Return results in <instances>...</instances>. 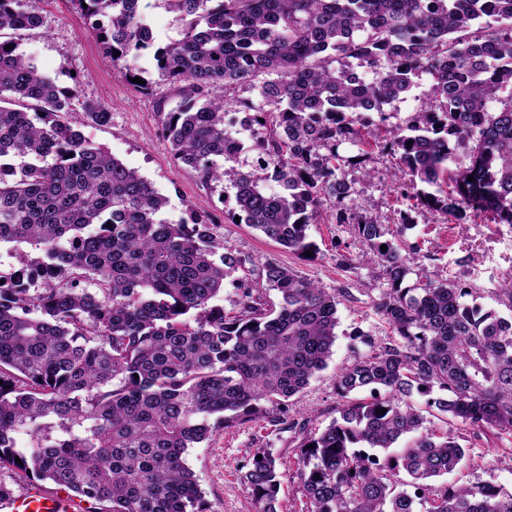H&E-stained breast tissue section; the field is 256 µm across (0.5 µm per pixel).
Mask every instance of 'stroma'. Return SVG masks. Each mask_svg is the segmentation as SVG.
I'll list each match as a JSON object with an SVG mask.
<instances>
[{
  "instance_id": "35a3bbf8",
  "label": "stroma",
  "mask_w": 512,
  "mask_h": 512,
  "mask_svg": "<svg viewBox=\"0 0 512 512\" xmlns=\"http://www.w3.org/2000/svg\"><path fill=\"white\" fill-rule=\"evenodd\" d=\"M43 25L21 34L20 48L38 70L53 77L59 85L80 83L81 97L105 105L111 120L97 125L88 120L81 105H74L66 122L79 130L95 146L101 147L152 183L168 200L167 215L183 217L195 209L214 224L216 239L223 247L247 260L246 268L259 271L273 261L294 268L298 273L327 291L340 293V324L333 355L325 370L316 374L309 386L288 405L293 418H312L316 427H325L336 415V370L365 356L369 348L360 340L369 334L380 340L388 328L373 307L374 298L385 288L362 263L364 247L355 238L350 225L336 221V210L324 205L308 235L317 247L311 256L302 257L270 241L247 224L230 218L235 203L232 194L203 186L194 172L177 163L169 141L161 134L163 116L158 98L176 106L178 96L169 84H155L154 92L142 94L112 68L105 53L89 31L83 18L72 9L70 0H44ZM412 96L394 101L385 108L386 120L372 137L363 142L343 141L337 148L346 164L344 178L351 187L346 205L351 213L379 217L388 224L391 238H404L418 244L423 254L422 268L435 280L449 279L473 284L474 303L508 315L500 307L495 290L512 277V228L492 223L488 215L477 214L461 224L441 223L439 216L421 208L416 200L399 193L397 160L382 152L381 144L389 129L405 124L413 115ZM408 214L409 229H401L400 216ZM346 255L351 268H340L336 258ZM279 409L268 406L265 417L219 430L191 449L188 465L200 485L208 512H254L240 484V469L250 450L271 449L279 457L283 512H305L306 497L297 473L295 444L290 433L279 432L274 420ZM430 426L450 433L468 450L454 472L443 476L448 485L494 479L512 488V435L474 434L459 421L432 417Z\"/></svg>"
}]
</instances>
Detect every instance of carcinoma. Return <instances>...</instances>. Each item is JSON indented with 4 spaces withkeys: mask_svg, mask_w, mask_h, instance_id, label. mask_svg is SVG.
I'll return each mask as SVG.
<instances>
[{
    "mask_svg": "<svg viewBox=\"0 0 512 512\" xmlns=\"http://www.w3.org/2000/svg\"><path fill=\"white\" fill-rule=\"evenodd\" d=\"M41 2L0 0V159L22 160L20 176L0 180V243L42 252L15 250L12 269L36 261L62 281L31 292L0 270V469L104 512H204L184 454L259 418L266 401L299 437L306 512H512V490L491 479L435 484L466 450L424 416L512 431V316L466 303L468 283L417 275L418 246L386 239L377 218L338 212L386 281L374 308L391 335H364L369 353L338 369V416L323 430L289 418L288 400L333 354L338 294L270 261L237 279L238 312L212 305L246 259L220 251L203 216L165 218L164 195L61 120L80 81L59 85L7 37L41 27ZM73 2L127 81L151 89L139 65L150 53L176 87V107L158 104L174 158L233 189L238 216L288 250L315 251L307 230L323 201L350 196L341 159L319 148L364 139L361 113L412 93L423 74L430 91L390 130L403 190L444 220L472 210L512 227V102L491 107L512 89V0H164L185 21L165 45L142 0ZM355 66L369 77L357 81ZM261 74L273 79L258 100H235L266 131L259 156L229 163L226 100L209 90L228 96ZM82 108L110 122L104 105ZM461 153L470 164L453 172ZM269 177L280 191L265 190ZM278 466L268 448L243 465L255 512H279Z\"/></svg>",
    "mask_w": 512,
    "mask_h": 512,
    "instance_id": "cac0c4a2",
    "label": "carcinoma"
}]
</instances>
